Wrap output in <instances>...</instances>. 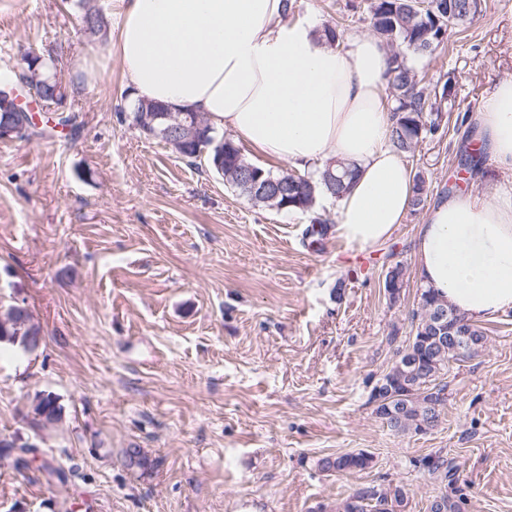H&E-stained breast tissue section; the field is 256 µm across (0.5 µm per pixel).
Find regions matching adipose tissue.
I'll list each match as a JSON object with an SVG mask.
<instances>
[{
	"label": "adipose tissue",
	"instance_id": "ef3b65f1",
	"mask_svg": "<svg viewBox=\"0 0 512 512\" xmlns=\"http://www.w3.org/2000/svg\"><path fill=\"white\" fill-rule=\"evenodd\" d=\"M117 50L138 98L191 109L262 155L293 165L357 168L338 201L339 234L362 247L406 217L413 171L388 143V53L367 35L332 47L313 22L290 24L283 0H117ZM498 163L512 169V81L477 116ZM424 286L458 313L512 309V192L435 201L415 239Z\"/></svg>",
	"mask_w": 512,
	"mask_h": 512
}]
</instances>
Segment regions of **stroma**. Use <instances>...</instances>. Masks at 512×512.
<instances>
[{
    "mask_svg": "<svg viewBox=\"0 0 512 512\" xmlns=\"http://www.w3.org/2000/svg\"><path fill=\"white\" fill-rule=\"evenodd\" d=\"M359 2L295 0L293 19L336 27L342 49L370 31ZM91 3L101 40L81 35L65 0H0V71L54 57L78 122L39 109L38 135L0 141V301L24 303L41 329L34 350L0 345V512H336L389 483L427 512L442 486L419 463L437 450L458 467L461 512H512V309L479 319L485 348L449 372L440 424L390 431L368 398L393 359L391 328L410 331L426 209L373 247L336 232L312 244L309 216L252 205L205 161L132 127L114 0ZM415 69L433 83L454 73L456 87L444 135L418 146L413 170L434 191H512L495 158L479 176L460 171L455 128L512 79V0H482ZM396 262L392 305L383 272ZM41 394L62 407L45 427L32 414ZM23 444L65 485L17 468ZM128 448L148 468H127ZM362 450L365 471L316 466Z\"/></svg>",
    "mask_w": 512,
    "mask_h": 512,
    "instance_id": "1",
    "label": "stroma"
}]
</instances>
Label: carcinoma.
<instances>
[{"label": "carcinoma", "instance_id": "1", "mask_svg": "<svg viewBox=\"0 0 512 512\" xmlns=\"http://www.w3.org/2000/svg\"><path fill=\"white\" fill-rule=\"evenodd\" d=\"M458 13L448 16V0H362L360 8L367 15L372 31L389 52V67L386 73L392 112L390 143L398 152L410 157L418 145L441 131V113L435 108L436 100L431 95L436 88L423 83L407 53L430 56L448 39V30L470 23L467 0H456ZM83 10L82 27L84 33L97 38L106 29L104 16L89 6V0H77ZM26 69L39 74L38 92L48 100L56 95L57 84L46 81L49 64L35 57L26 63ZM209 138L202 145L189 143L175 150L187 163L193 165L205 158L209 170L219 173L214 165L217 155H224L225 181L252 204L288 213L309 214L315 212L319 199L343 196L355 175L354 169L337 160H329L322 167L310 173L294 175L290 178L283 173H275L261 165L250 162L233 139L218 134L217 129L208 126ZM485 162V152L465 147L460 154L459 167L472 173ZM252 168L262 173V179L278 183L281 196L273 198L267 192L253 190L242 178V171ZM428 188L422 173L414 176V194L411 208L416 212L424 202ZM405 268L396 263L388 267L384 285L389 303L396 302L395 293L390 288L404 287ZM419 306L412 314L409 336L398 341L399 329L392 327L389 344L401 351L410 340L414 349V363L405 359L394 360L379 380L381 386H373L369 403L374 405L373 413L387 427L397 433L418 434L431 422L442 419L445 402L432 398L431 391L443 392L448 388L447 375L452 365L477 356L485 343L484 331L472 319H467L469 335L473 336L471 346L458 349L448 341L436 338L435 315L440 310L453 311L448 301L434 290L423 287L418 293ZM5 316L11 320L12 337H0V343L15 344L16 340L26 341L40 335L38 326L31 317L17 315L12 305H7ZM32 413L37 421L54 422L61 417V407L56 400L47 396L36 398ZM373 457L363 451L325 456L318 460V468L323 472L346 473L362 471L372 466ZM425 470L429 479L452 482L457 466L448 456L436 452L427 456ZM410 497L409 489L397 485L380 490L375 486L355 490L339 507L338 512H405Z\"/></svg>", "mask_w": 512, "mask_h": 512}]
</instances>
